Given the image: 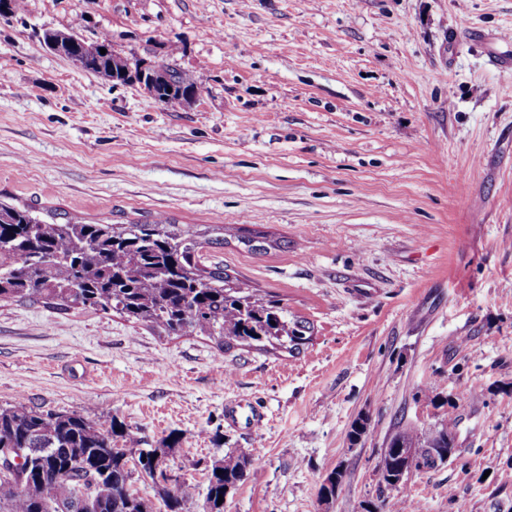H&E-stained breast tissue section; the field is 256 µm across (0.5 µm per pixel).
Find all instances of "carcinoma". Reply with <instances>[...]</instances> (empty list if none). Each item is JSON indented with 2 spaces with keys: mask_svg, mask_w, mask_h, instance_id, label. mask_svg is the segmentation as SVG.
<instances>
[{
  "mask_svg": "<svg viewBox=\"0 0 512 512\" xmlns=\"http://www.w3.org/2000/svg\"><path fill=\"white\" fill-rule=\"evenodd\" d=\"M66 58L87 73L125 82L130 58L112 52L103 39L88 43L69 33ZM106 53H100V49ZM169 79L156 84L155 100L177 109L198 97L202 86L165 64ZM224 240L206 238L184 224L164 221L129 224L48 223L32 206L0 200V302L41 300L60 310L112 311L167 336L196 333L225 352L244 347L294 355L312 340L310 323L288 310L277 296L244 288L219 262L206 263L209 249ZM457 418L419 430L399 425L390 433V462L378 473L393 495L365 512H398L405 481L402 455L414 451L421 468L444 463L455 447ZM135 440L109 415L90 419L80 410L37 411L0 406V448H38L40 472L21 482L0 475V512H57V504L78 498L90 475L93 502L88 512H153V504L130 489L132 452L168 460L175 447L134 450ZM250 458L227 453L212 462L204 512H224L217 504L247 475ZM160 506L184 512L189 485L157 487Z\"/></svg>",
  "mask_w": 512,
  "mask_h": 512,
  "instance_id": "obj_1",
  "label": "carcinoma"
}]
</instances>
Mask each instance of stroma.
I'll list each match as a JSON object with an SVG mask.
<instances>
[{"label":"stroma","instance_id":"35a3bbf8","mask_svg":"<svg viewBox=\"0 0 512 512\" xmlns=\"http://www.w3.org/2000/svg\"><path fill=\"white\" fill-rule=\"evenodd\" d=\"M47 29L170 60L203 92L164 108L47 51ZM497 53L512 54V0H24L0 18V196L80 224L219 229L227 272L313 337L293 357L225 353L112 312L0 303V406L175 440L189 512L231 451L253 460L224 512H363L388 495L393 428L452 412L456 456L406 493L419 512H512V70ZM248 229L277 247L248 250ZM230 399L262 405L264 425H228Z\"/></svg>","mask_w":512,"mask_h":512}]
</instances>
